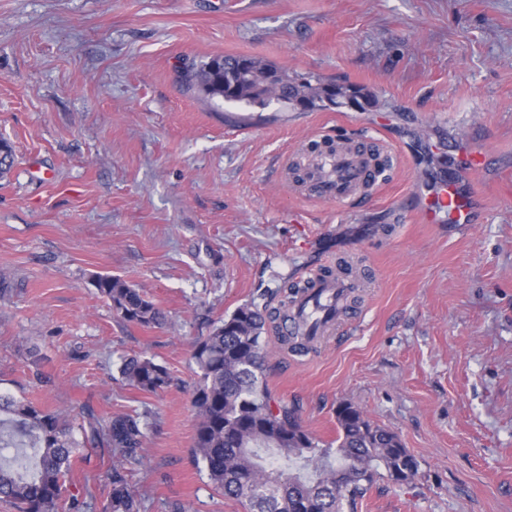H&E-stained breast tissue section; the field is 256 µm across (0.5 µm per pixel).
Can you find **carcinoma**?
I'll use <instances>...</instances> for the list:
<instances>
[{
    "instance_id": "obj_1",
    "label": "carcinoma",
    "mask_w": 512,
    "mask_h": 512,
    "mask_svg": "<svg viewBox=\"0 0 512 512\" xmlns=\"http://www.w3.org/2000/svg\"><path fill=\"white\" fill-rule=\"evenodd\" d=\"M186 83L208 99L266 108L275 102L299 112L374 105L352 85L312 80L252 56H214L192 65ZM15 163L13 146L0 142V177ZM94 286L124 321L160 326L165 315L147 294L124 279L98 275ZM267 317L245 303L191 345L197 380L191 403L196 415L193 454L214 488L248 512H355L381 473L404 484L418 461L399 436L373 424L359 408H336V439L320 444L296 412L275 406L263 384L269 344ZM125 384L147 394L171 382L165 366L127 357L119 367ZM146 423L136 414L91 418L84 442L71 433L70 414L45 411L0 393V501L17 512H82L86 503L61 499L75 458L86 445L108 450L111 487L103 512H139L127 473L146 463Z\"/></svg>"
}]
</instances>
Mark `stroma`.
<instances>
[{"instance_id":"stroma-1","label":"stroma","mask_w":512,"mask_h":512,"mask_svg":"<svg viewBox=\"0 0 512 512\" xmlns=\"http://www.w3.org/2000/svg\"><path fill=\"white\" fill-rule=\"evenodd\" d=\"M236 54L364 88L366 110L293 112L206 100L189 64ZM374 131L396 163L354 210L308 198L291 173L337 124ZM0 392L51 410L147 413L140 512H244L192 454L190 341L238 306L343 253L361 325L292 352L264 381L323 441L361 409L419 463L377 479L357 512H512V0H0ZM483 151L470 224L416 213L454 150ZM143 289L165 324L123 321L93 285ZM171 383L125 385L122 357ZM68 494L102 512L106 449ZM119 371L125 384L147 394L164 391L171 382L167 368L152 358H124Z\"/></svg>"}]
</instances>
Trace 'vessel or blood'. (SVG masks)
I'll list each match as a JSON object with an SVG mask.
<instances>
[{
  "mask_svg": "<svg viewBox=\"0 0 512 512\" xmlns=\"http://www.w3.org/2000/svg\"><path fill=\"white\" fill-rule=\"evenodd\" d=\"M379 148L376 136L363 133L358 139H340L335 146L312 150L307 182L310 198L347 208L365 190H377L383 183L376 166ZM473 204V194L451 177L427 194L425 206L418 217L422 222L431 224L445 215L462 223ZM353 286V280L343 273L317 281L314 297L298 301L299 314L281 324V335H293L299 326L305 324L314 326L320 336L333 330L345 319V300Z\"/></svg>",
  "mask_w": 512,
  "mask_h": 512,
  "instance_id": "b4317fda",
  "label": "vessel or blood"
}]
</instances>
